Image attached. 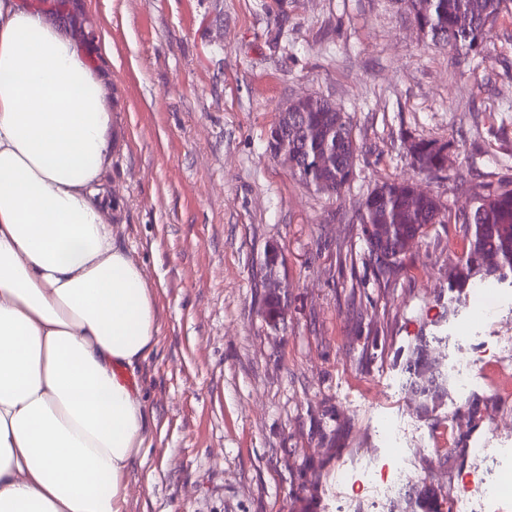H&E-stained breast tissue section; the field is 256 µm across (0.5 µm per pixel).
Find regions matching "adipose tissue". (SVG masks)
Listing matches in <instances>:
<instances>
[{"instance_id": "obj_1", "label": "adipose tissue", "mask_w": 512, "mask_h": 512, "mask_svg": "<svg viewBox=\"0 0 512 512\" xmlns=\"http://www.w3.org/2000/svg\"><path fill=\"white\" fill-rule=\"evenodd\" d=\"M107 79L68 29L0 0V512H126L151 445L127 372L159 327L110 198Z\"/></svg>"}]
</instances>
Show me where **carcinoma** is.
<instances>
[{"instance_id":"carcinoma-1","label":"carcinoma","mask_w":512,"mask_h":512,"mask_svg":"<svg viewBox=\"0 0 512 512\" xmlns=\"http://www.w3.org/2000/svg\"><path fill=\"white\" fill-rule=\"evenodd\" d=\"M417 26L430 44L462 55L484 57L487 37L512 0H404ZM278 124L288 126V170L306 187L329 198L340 199L349 185L358 156V145L350 119L325 99L309 97L297 102L288 114L278 116ZM412 164L431 174L448 166V145L418 139L411 142ZM471 198L469 210L461 217L448 211L429 194L416 191L407 181L392 180L372 189L358 206L364 235L370 229L383 232L382 249L392 256L383 268L375 244L369 243L370 258L377 273L389 276L400 268L410 245L426 234L433 224L465 225L462 252L449 279V287L463 289L489 278L503 280L512 274V177L496 181H464ZM490 254L496 265L487 267L480 259ZM264 283L280 280L283 261L267 251L261 262ZM281 292H266L261 309L267 326L285 328ZM411 390L429 399L424 377L437 379L439 395L448 392V373L430 360L421 344L412 360ZM412 512H443L444 501L435 490L422 485L408 499Z\"/></svg>"}]
</instances>
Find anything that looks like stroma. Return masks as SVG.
Listing matches in <instances>:
<instances>
[{"mask_svg": "<svg viewBox=\"0 0 512 512\" xmlns=\"http://www.w3.org/2000/svg\"><path fill=\"white\" fill-rule=\"evenodd\" d=\"M25 2L77 31L110 75L120 236L155 290L158 345L130 376L153 412L151 449L129 471L127 512H402L404 495L380 502L340 475L394 455L445 498L486 467L475 443L512 476V403L492 394L512 283L472 320V296L448 290L462 225L430 226L386 279L355 216L386 181L459 214L466 170L512 176V14L481 61L425 45L399 0ZM301 97L353 125L359 154L341 200L269 154L278 112ZM413 139L451 144L447 170L418 174ZM272 244L287 258L282 331L261 316ZM422 342L442 367L461 347L475 362L473 383L449 381L429 414L410 390ZM448 433L452 451L431 453Z\"/></svg>", "mask_w": 512, "mask_h": 512, "instance_id": "obj_1", "label": "stroma"}]
</instances>
